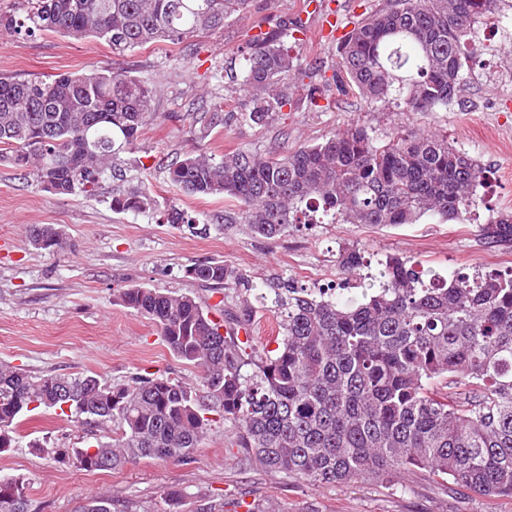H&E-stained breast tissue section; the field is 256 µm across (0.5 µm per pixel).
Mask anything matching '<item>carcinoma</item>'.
<instances>
[{
  "label": "carcinoma",
  "mask_w": 512,
  "mask_h": 512,
  "mask_svg": "<svg viewBox=\"0 0 512 512\" xmlns=\"http://www.w3.org/2000/svg\"><path fill=\"white\" fill-rule=\"evenodd\" d=\"M0 11V31L51 32L104 40L112 53L156 43L183 45L224 30L250 0H18ZM496 0H392L353 23L337 47L339 94L369 104L395 100L431 112L457 98L474 25L494 18ZM240 87L256 124L291 104L299 71L281 36H249ZM155 90L122 71L63 74L51 80L0 76V157L32 171L54 195H93L117 170L155 115ZM190 196H224L241 223L267 239L318 211L346 224L466 220L480 203L485 168L448 142L447 133L397 132L384 141L351 126L283 156L199 150L158 162ZM119 212L154 209L145 188L113 197ZM168 224L193 235L211 225L173 206ZM488 243L512 246V213L482 227ZM67 247L60 228L31 231L30 242ZM362 266L356 249L337 260ZM186 276L251 294L252 282L221 261L194 263ZM379 288L360 299L281 282L270 289L276 348L242 341L248 319L219 316L189 294L146 286L115 301L151 320L170 354L201 371L197 386L162 374L107 384L94 373L28 374L0 364V454L17 424L43 407L112 427V438L74 448L85 471L116 470L141 458L191 461L217 423L252 465L311 486L358 479L392 483L424 470L445 484L495 500L512 498V273L449 278L406 257L389 256ZM70 392L71 405L58 392ZM10 500L0 512H29L25 482L0 478ZM80 512H122L109 495Z\"/></svg>",
  "instance_id": "obj_1"
}]
</instances>
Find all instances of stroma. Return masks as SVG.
I'll use <instances>...</instances> for the list:
<instances>
[{
  "label": "stroma",
  "instance_id": "obj_1",
  "mask_svg": "<svg viewBox=\"0 0 512 512\" xmlns=\"http://www.w3.org/2000/svg\"><path fill=\"white\" fill-rule=\"evenodd\" d=\"M325 2L338 25L321 31L307 19L306 36L292 43L302 62L294 99L262 125L243 120L251 97L226 73L242 68L240 48L248 36L277 30L280 21L300 14L303 0H251L222 32L194 38L188 51L158 43L116 56L102 40L0 32V75L45 79L116 68L156 91V115L136 145L121 152L120 178L104 177L96 195L50 194L33 175L0 161V362L33 374L92 372L109 384L145 372L197 381V370L172 357L152 321L116 305L113 291L143 284L241 313L238 288L186 276V268L200 261H224L248 276L258 293L292 279L308 287L332 286L345 297L368 288L390 255L411 257L446 277L477 269L512 271V248L488 244L480 232L481 221L493 213L512 211V0H501L493 21L475 25L457 99L430 112H409L394 103L370 106L353 94L338 97L336 48L345 28L386 0ZM216 104L224 122L201 136L191 113ZM354 122L377 139L400 130L447 132L454 147L487 170L490 186L479 191L478 220L374 227L324 219L266 239L241 223L235 202L185 195L153 166L156 158L193 148L216 155L238 149L283 155ZM140 183L154 197L155 210L114 211L113 196ZM173 205L203 221L222 217L224 228L197 237L164 223L160 216ZM42 224L62 228L67 249L34 250L28 230ZM343 247L363 252L361 271L339 273L336 258ZM109 433L39 409L19 424L15 447L0 455V477L27 480L29 512H78L102 493L127 505L128 512H165L164 497L172 490L184 494L177 512H242L245 503L253 512H512L510 499L467 495L423 472L394 485L359 480L312 487L246 463L221 424L189 463L143 458L116 471L86 472L66 457V450Z\"/></svg>",
  "mask_w": 512,
  "mask_h": 512
}]
</instances>
